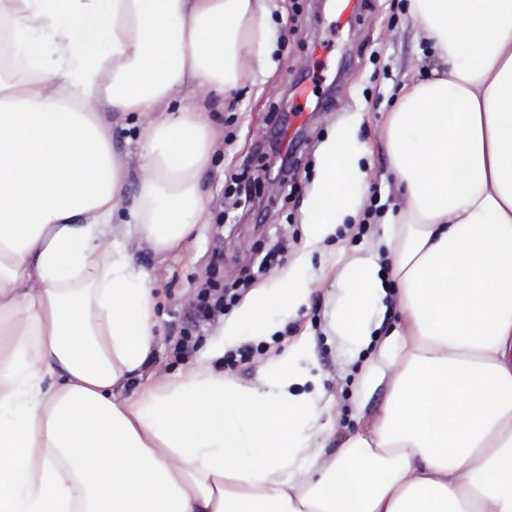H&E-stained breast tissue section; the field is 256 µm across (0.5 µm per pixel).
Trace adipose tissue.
Returning <instances> with one entry per match:
<instances>
[{
	"label": "adipose tissue",
	"instance_id": "obj_1",
	"mask_svg": "<svg viewBox=\"0 0 512 512\" xmlns=\"http://www.w3.org/2000/svg\"><path fill=\"white\" fill-rule=\"evenodd\" d=\"M409 13L432 65L384 123L401 203L333 325L387 398L333 448L308 335L251 383L142 374L158 299L129 246L207 213L208 114L263 68L271 0H0V512H512V0ZM132 112L134 167L105 119ZM358 153L324 144L309 247L357 216Z\"/></svg>",
	"mask_w": 512,
	"mask_h": 512
}]
</instances>
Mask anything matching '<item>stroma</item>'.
I'll return each mask as SVG.
<instances>
[{
  "mask_svg": "<svg viewBox=\"0 0 512 512\" xmlns=\"http://www.w3.org/2000/svg\"><path fill=\"white\" fill-rule=\"evenodd\" d=\"M275 3L287 22L275 27L265 72L248 76L242 92L211 115L224 131V147L207 179L210 223L197 225L188 249L157 255L145 248L137 253L136 262L149 271L159 299L155 344L146 370L157 377L200 363L220 370L225 368L224 353L249 346L254 350L249 364L225 368L247 383L273 371L282 352L300 333H308L314 346L302 362L311 374L303 390H319L330 399L322 433L337 442L358 429L360 414L376 412L386 397L382 385L362 395L365 356L350 340L331 332L330 322L342 268L372 249L376 226L370 215L396 201L378 145L397 90L422 65L423 39L410 21L408 0H360L356 15L343 23L337 20L334 0ZM304 85L316 107L303 123L288 129L294 152L285 180L276 168H265L263 156ZM343 129L356 144L372 148L358 161L365 174L360 188L364 205L358 223L337 225L335 236L310 252L309 265L301 269L298 258L308 252L304 215L322 171L318 147ZM244 171L256 175L258 182L248 200L236 203L227 188ZM218 248L224 251L219 263L213 260ZM295 269L312 282L308 305L292 312L274 304L269 312L271 333H246L225 341V322L236 317L253 291L277 292L283 276ZM210 279L233 300L223 316L196 327L188 307Z\"/></svg>",
  "mask_w": 512,
  "mask_h": 512,
  "instance_id": "stroma-1",
  "label": "stroma"
}]
</instances>
